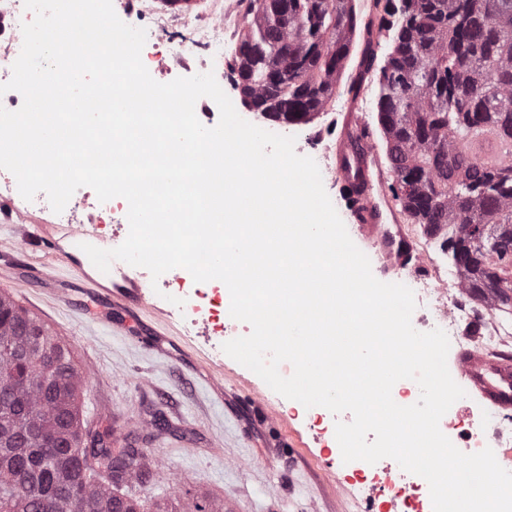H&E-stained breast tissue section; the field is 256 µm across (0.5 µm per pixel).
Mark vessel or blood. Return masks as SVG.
Instances as JSON below:
<instances>
[{
  "mask_svg": "<svg viewBox=\"0 0 512 512\" xmlns=\"http://www.w3.org/2000/svg\"><path fill=\"white\" fill-rule=\"evenodd\" d=\"M345 135L336 145L335 184L358 183L361 189L359 215H351L348 205H337L339 216L347 217L355 236L377 241L374 262L382 269L404 268L413 259L404 237L392 233L400 217L390 195L389 177L379 162L366 124L355 114L344 121ZM112 303L126 319L139 321L140 310L149 306V296L137 288L114 294ZM452 371L468 382L478 399L502 411H512V359L485 354L479 350L459 351L452 361Z\"/></svg>",
  "mask_w": 512,
  "mask_h": 512,
  "instance_id": "vessel-or-blood-1",
  "label": "vessel or blood"
}]
</instances>
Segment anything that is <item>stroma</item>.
<instances>
[{"label":"stroma","instance_id":"stroma-1","mask_svg":"<svg viewBox=\"0 0 512 512\" xmlns=\"http://www.w3.org/2000/svg\"><path fill=\"white\" fill-rule=\"evenodd\" d=\"M364 43L357 35L347 75L336 84L333 97L343 108L298 125L299 155L334 156L346 112L376 126L377 79L393 41L384 37L375 47L374 67L355 99L348 77L358 71ZM22 230L16 218L0 214V289L46 322L71 350L77 369L87 372L85 426H111L118 438L137 434L138 447L151 459L148 476L136 487L142 498L181 488L223 499L224 512H367L364 493L340 482L338 456L321 448L304 421L283 415L286 398L205 337L187 334L182 314L156 328L172 340L166 356L143 348L147 326L126 327L106 305L69 288L84 273L115 291L148 288L150 274L119 260L99 273L63 225L45 224L56 242L52 251L24 246ZM269 412L276 424H267Z\"/></svg>","mask_w":512,"mask_h":512}]
</instances>
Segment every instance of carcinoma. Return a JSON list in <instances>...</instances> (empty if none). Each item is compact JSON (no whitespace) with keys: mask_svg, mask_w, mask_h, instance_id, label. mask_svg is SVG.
Instances as JSON below:
<instances>
[{"mask_svg":"<svg viewBox=\"0 0 512 512\" xmlns=\"http://www.w3.org/2000/svg\"><path fill=\"white\" fill-rule=\"evenodd\" d=\"M378 77V127L401 212L441 239L466 292L512 311V0H401ZM235 70L244 101L309 122L325 110L358 28L353 0H249ZM371 39L350 78L358 98ZM483 225L481 245L470 228ZM86 375L50 329L0 293V512H224L189 490L136 496L149 455L81 418ZM76 454L64 443L84 445Z\"/></svg>","mask_w":512,"mask_h":512,"instance_id":"carcinoma-1","label":"carcinoma"}]
</instances>
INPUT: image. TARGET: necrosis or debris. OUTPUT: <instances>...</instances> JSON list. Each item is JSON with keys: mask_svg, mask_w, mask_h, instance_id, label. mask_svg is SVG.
Listing matches in <instances>:
<instances>
[{"mask_svg": "<svg viewBox=\"0 0 512 512\" xmlns=\"http://www.w3.org/2000/svg\"><path fill=\"white\" fill-rule=\"evenodd\" d=\"M148 17L151 27L147 34L141 58L156 81L188 77L194 68L213 72L216 81H223L224 68L236 56L229 34L235 25L244 22L237 0H211V7L203 18L163 10L159 0H116L115 12L119 18L131 12ZM33 12L26 9L24 0H0V84L12 76V65L18 58L23 44L22 23L32 21ZM192 26L194 35L185 40H174L173 32L182 26ZM128 204L120 197L100 202L93 189L82 187L75 191L65 209L54 215L58 224H76L87 219L92 224H110L122 228L127 222ZM408 286L412 289L416 309L414 321L421 331L442 329L451 346L470 349L493 350L506 334L495 312H481L487 333L481 343H473L464 336L460 327L470 321L472 312L462 291L456 271L448 275L409 273ZM186 329H197L209 336H245L250 334L248 323L216 314H205L192 295H185ZM441 431L462 452L471 454L489 446L512 447V434L504 435L501 429H490L488 421L470 412H448L440 421ZM350 484L381 495L378 512H433L429 485L422 477L391 465L368 464L357 460L349 464Z\"/></svg>", "mask_w": 512, "mask_h": 512, "instance_id": "obj_1", "label": "necrosis or debris"}]
</instances>
